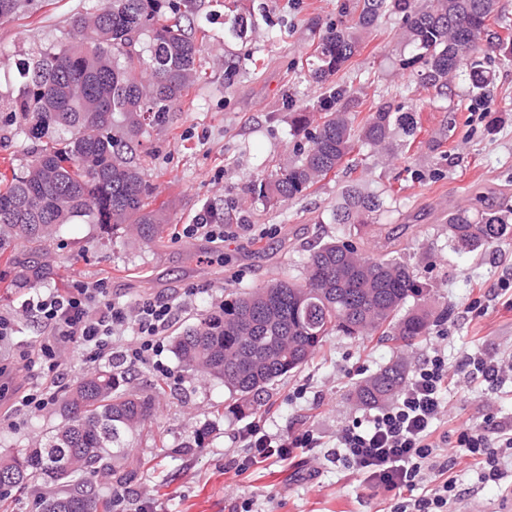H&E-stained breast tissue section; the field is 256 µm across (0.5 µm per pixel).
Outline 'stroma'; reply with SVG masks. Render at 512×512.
<instances>
[{
    "label": "stroma",
    "instance_id": "obj_1",
    "mask_svg": "<svg viewBox=\"0 0 512 512\" xmlns=\"http://www.w3.org/2000/svg\"><path fill=\"white\" fill-rule=\"evenodd\" d=\"M90 2L32 0L13 18L0 20V90L10 88L16 63L31 48L66 43L70 17ZM340 2L266 0L267 20L247 49L225 44L223 6L202 0L206 76L143 138L152 206L168 226L163 245L113 238L92 224L66 225L53 247L52 279L34 289L0 288V312L19 309L40 292L101 280L123 301L151 294L173 303V337L217 311L228 293L265 283L287 266L301 272L311 245L346 233L368 254L408 260L426 284L429 302L450 307L449 365L466 350L489 358L512 352V288L502 287L512 281V234L475 252L448 239V214L457 207L512 206V61L495 57L487 63L493 113L467 112L468 82H460L448 99L418 91L399 68L405 49L393 21L382 22L367 36L353 70L367 103L414 106L418 129L412 156L396 155L373 170L375 188L394 192L376 223L362 229L332 223L331 209L347 180L341 170L280 207L254 198L256 177L274 169L296 143L289 103L313 107L328 93L306 77L302 64L312 50L309 21L335 18ZM255 56L263 66L253 67ZM435 140L442 141V151L431 149ZM212 202L232 208L243 230L220 246L201 236L182 237L183 225ZM434 341L429 335L406 347L396 340L329 337L321 354L269 390L257 418L273 437L304 426L323 448L334 447L337 430L364 411L351 398L355 386L396 359L411 364L426 357ZM59 355L62 377L21 368L15 384L58 396L94 369L69 344H60ZM160 359L165 373L130 371L140 390L152 391L159 382L167 390L132 450L145 468L124 487L101 475L92 480L112 512H134L142 501L157 512H241L247 499L256 512H385L389 506L387 493L368 488L324 456L299 465L270 460L238 471L247 449L238 436L245 420L235 415L234 398L223 383L204 381L183 367L172 348ZM446 407L476 425L490 409L511 421L512 382L491 387L475 379L468 389L449 388ZM59 421L54 403L40 411L0 405V457L21 452L30 438ZM450 474L462 493L458 512H501L512 505V481L494 487L482 483L476 470L459 466Z\"/></svg>",
    "mask_w": 512,
    "mask_h": 512
}]
</instances>
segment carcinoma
Masks as SVG:
<instances>
[{
	"instance_id": "cac0c4a2",
	"label": "carcinoma",
	"mask_w": 512,
	"mask_h": 512,
	"mask_svg": "<svg viewBox=\"0 0 512 512\" xmlns=\"http://www.w3.org/2000/svg\"><path fill=\"white\" fill-rule=\"evenodd\" d=\"M198 0H105L69 23V41L31 49L16 68L15 83L0 94V146L32 144L30 163L0 179V261L7 287L33 288L52 278L51 244L66 224H95L112 237L164 243L165 224L151 207L153 188L139 147L147 128L165 119L202 77L195 37ZM265 11L261 0H228L224 38L251 41ZM390 15L400 17V60L424 90L448 97L457 80L472 88L468 108H490V72L480 54L512 60V22L496 13V0H342L336 21H311L320 32L307 60L309 78L329 84L315 111L294 108V128L306 146L292 150L254 184L266 204L305 195L357 150L365 159L398 151L400 129L414 144L416 121L390 102L369 107L358 91L333 77L349 70L366 36ZM383 194L352 179L331 211L334 224H372ZM200 224H231L230 213L209 204ZM451 242L483 250L512 233L501 211L467 205L448 215ZM425 286L405 262L371 257L351 237L310 250L299 276L283 270L267 282L232 293L218 311L174 337L179 362L207 380H221L236 412L261 410L268 388L305 366L327 338L395 336L411 346L449 315L419 303ZM394 361L355 388L362 406L386 403L406 381ZM165 387L151 393L131 385L112 367L86 375L61 396V422L31 440L27 450L0 457V486L50 481L66 495L43 512H109L83 476L112 471L116 484L131 480L142 463L124 470L132 439L151 419Z\"/></svg>"
}]
</instances>
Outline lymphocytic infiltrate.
I'll return each instance as SVG.
<instances>
[{"instance_id":"f902f5d3","label":"lymphocytic infiltrate","mask_w":512,"mask_h":512,"mask_svg":"<svg viewBox=\"0 0 512 512\" xmlns=\"http://www.w3.org/2000/svg\"><path fill=\"white\" fill-rule=\"evenodd\" d=\"M25 312L50 335L40 346V370L56 376L62 372L57 357L61 341L83 351L89 362L108 357L129 368L153 365L175 318L169 301L146 296L128 305L115 300L103 282L50 291L30 300ZM126 330L132 333L131 341L115 350L113 337ZM508 372H512V353L496 358L468 353L454 372L445 354L434 351L413 367L390 404L346 425L331 454L363 482L390 493L388 512H450L461 496L450 469L463 464L478 470L483 482L500 483L512 461V427L490 417L476 426L457 415L452 428H445V396L452 381L468 383L479 376L494 386ZM240 434L247 443L241 464L245 470L299 453L311 457L320 446L312 430L274 438L256 421L242 427ZM427 482L432 485L430 492L420 493Z\"/></svg>"}]
</instances>
